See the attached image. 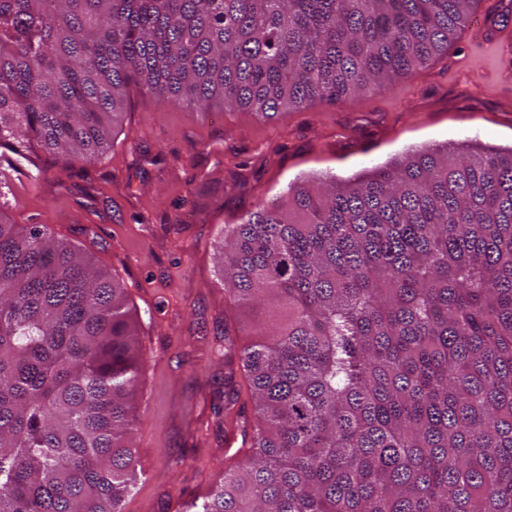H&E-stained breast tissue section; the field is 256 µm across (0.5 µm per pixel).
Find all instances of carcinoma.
Here are the masks:
<instances>
[{
	"instance_id": "1",
	"label": "carcinoma",
	"mask_w": 512,
	"mask_h": 512,
	"mask_svg": "<svg viewBox=\"0 0 512 512\" xmlns=\"http://www.w3.org/2000/svg\"><path fill=\"white\" fill-rule=\"evenodd\" d=\"M479 2L0 0V200L38 150L99 159L132 85L271 119L407 78ZM217 251L250 445L197 512H512V148L299 178ZM143 367L120 282L0 213V512H123Z\"/></svg>"
}]
</instances>
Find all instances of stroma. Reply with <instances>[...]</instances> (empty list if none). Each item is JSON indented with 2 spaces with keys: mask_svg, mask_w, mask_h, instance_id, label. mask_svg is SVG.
I'll list each match as a JSON object with an SVG mask.
<instances>
[{
  "mask_svg": "<svg viewBox=\"0 0 512 512\" xmlns=\"http://www.w3.org/2000/svg\"><path fill=\"white\" fill-rule=\"evenodd\" d=\"M465 145L512 147V53L466 32L394 86L270 121L218 104L200 115L133 89L101 159L34 155L0 213L48 225L118 276L145 354L125 512H194L241 442L216 412L237 317L215 261L225 225L297 177L345 181L410 149Z\"/></svg>",
  "mask_w": 512,
  "mask_h": 512,
  "instance_id": "1",
  "label": "stroma"
}]
</instances>
